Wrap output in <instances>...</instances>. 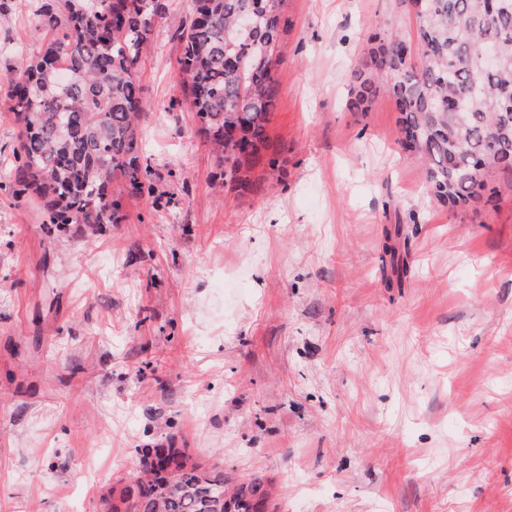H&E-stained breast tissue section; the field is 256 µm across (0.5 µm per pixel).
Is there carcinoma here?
<instances>
[{"label": "carcinoma", "mask_w": 512, "mask_h": 512, "mask_svg": "<svg viewBox=\"0 0 512 512\" xmlns=\"http://www.w3.org/2000/svg\"><path fill=\"white\" fill-rule=\"evenodd\" d=\"M164 0H42L35 31L55 39L7 72L8 117L22 129L11 175L18 199L35 197L48 224H119L120 178L132 193L158 199L140 162L145 109L137 63ZM284 0H190L178 33L181 85L200 131L224 164V184L250 193V173L276 164L267 133L276 108V45L288 27ZM418 55L398 32L378 40L349 86L357 112L378 94L397 106L398 144L422 166L425 187L451 210L474 205L493 172L512 176V0H421L414 10ZM498 65L484 67V44ZM392 273L406 264L385 244ZM144 480L119 503L135 512H255L268 499L251 478L232 486L224 473L182 448L140 450Z\"/></svg>", "instance_id": "obj_1"}]
</instances>
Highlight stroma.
I'll return each instance as SVG.
<instances>
[{
	"label": "stroma",
	"instance_id": "stroma-1",
	"mask_svg": "<svg viewBox=\"0 0 512 512\" xmlns=\"http://www.w3.org/2000/svg\"><path fill=\"white\" fill-rule=\"evenodd\" d=\"M164 2L139 64L158 204L117 181L122 223H43L0 117V512H102L169 443L263 477L277 512H512V177L448 211L395 102L344 105L370 36L415 43L406 0H286L279 163L246 196L181 101L186 0ZM5 3L0 110L41 43L36 0Z\"/></svg>",
	"mask_w": 512,
	"mask_h": 512
}]
</instances>
